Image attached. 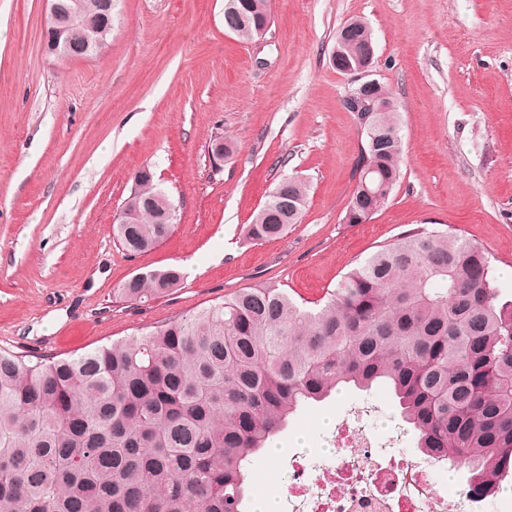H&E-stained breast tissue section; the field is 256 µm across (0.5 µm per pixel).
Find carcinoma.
I'll return each mask as SVG.
<instances>
[{"mask_svg": "<svg viewBox=\"0 0 512 512\" xmlns=\"http://www.w3.org/2000/svg\"><path fill=\"white\" fill-rule=\"evenodd\" d=\"M101 0H60L92 21ZM270 24V0H224V29L244 41ZM63 58L93 56L67 31ZM373 35L340 29L352 60ZM344 223L389 201L403 152L392 97L369 117ZM130 224L113 225L129 252L173 230V204L136 172ZM307 184L281 179L245 236L277 238L301 221ZM182 273H140L118 292L134 303L171 295ZM389 386L421 450L470 472L491 494L512 476V294L483 246L448 230L414 228L355 264L316 308L283 288H243L190 316L80 354L35 362L0 349V512H245L260 451L288 419L340 385Z\"/></svg>", "mask_w": 512, "mask_h": 512, "instance_id": "carcinoma-1", "label": "carcinoma"}]
</instances>
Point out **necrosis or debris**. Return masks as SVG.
Returning <instances> with one entry per match:
<instances>
[{"instance_id":"4bbe7bcc","label":"necrosis or debris","mask_w":512,"mask_h":512,"mask_svg":"<svg viewBox=\"0 0 512 512\" xmlns=\"http://www.w3.org/2000/svg\"><path fill=\"white\" fill-rule=\"evenodd\" d=\"M353 407L336 426L339 451L329 457H288L291 478L282 490L287 512H484V498L435 487L447 463L424 453L396 454L394 440H380Z\"/></svg>"}]
</instances>
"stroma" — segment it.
<instances>
[{
    "mask_svg": "<svg viewBox=\"0 0 512 512\" xmlns=\"http://www.w3.org/2000/svg\"><path fill=\"white\" fill-rule=\"evenodd\" d=\"M108 47L61 60L44 46L47 0H0V348L64 357L256 284L314 302L401 232L453 230L482 244L512 293V0H272L263 41L224 28V0H119ZM362 18L371 76L399 105L403 154L387 206L344 223L364 141L336 70L341 25ZM234 147L214 161L215 143ZM151 169L178 207L173 232L136 254L112 224ZM286 176L309 186L299 224L244 238ZM173 266L174 294L121 300L134 275ZM399 432L383 386L333 394L291 419L282 451L331 445L350 406Z\"/></svg>",
    "mask_w": 512,
    "mask_h": 512,
    "instance_id": "1",
    "label": "stroma"
}]
</instances>
